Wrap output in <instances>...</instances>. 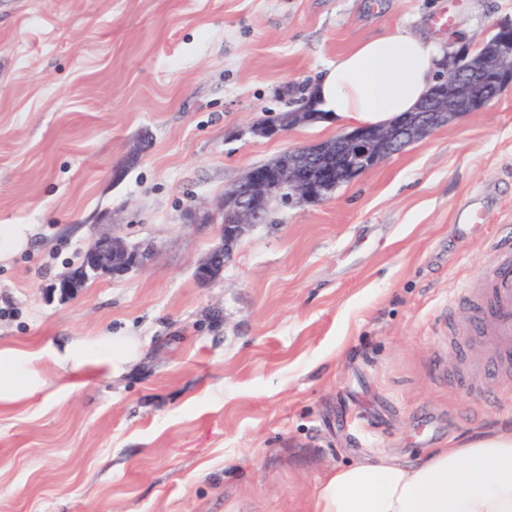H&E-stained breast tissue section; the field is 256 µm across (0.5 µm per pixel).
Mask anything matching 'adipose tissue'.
Segmentation results:
<instances>
[{"label": "adipose tissue", "instance_id": "obj_1", "mask_svg": "<svg viewBox=\"0 0 512 512\" xmlns=\"http://www.w3.org/2000/svg\"><path fill=\"white\" fill-rule=\"evenodd\" d=\"M446 49L397 30L356 44L327 66L314 94L326 120L349 127L385 126L415 111L434 83ZM135 344L118 351L107 340L96 346L66 345L56 352L63 368L92 373L130 360ZM39 351L0 347V404L55 395L35 374ZM305 512H512V425L498 426L436 448L415 461L380 454L332 468L321 477Z\"/></svg>", "mask_w": 512, "mask_h": 512}]
</instances>
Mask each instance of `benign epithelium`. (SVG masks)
I'll return each instance as SVG.
<instances>
[{
    "instance_id": "benign-epithelium-1",
    "label": "benign epithelium",
    "mask_w": 512,
    "mask_h": 512,
    "mask_svg": "<svg viewBox=\"0 0 512 512\" xmlns=\"http://www.w3.org/2000/svg\"><path fill=\"white\" fill-rule=\"evenodd\" d=\"M508 88H512V25L496 26L491 39L482 41L477 52L448 55L444 78L420 109L385 127H358L330 140L290 148L277 159L253 167L224 191L220 209L224 219L222 243L196 263L197 280L202 284L217 281L235 244L272 204L323 200L341 182L355 179L405 146L465 114L482 111ZM319 119V112H280L272 120L252 125L250 132L256 137H271ZM83 256V276L53 283L51 294L72 299L89 279L142 268L152 260L153 253L113 234L95 240Z\"/></svg>"
}]
</instances>
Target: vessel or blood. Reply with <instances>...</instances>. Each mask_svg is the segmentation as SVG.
<instances>
[{"instance_id":"obj_1","label":"vessel or blood","mask_w":512,"mask_h":512,"mask_svg":"<svg viewBox=\"0 0 512 512\" xmlns=\"http://www.w3.org/2000/svg\"><path fill=\"white\" fill-rule=\"evenodd\" d=\"M494 250L493 264L448 304V348L467 355L463 381L476 390L490 371L512 365V241Z\"/></svg>"}]
</instances>
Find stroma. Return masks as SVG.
Here are the masks:
<instances>
[{
  "label": "stroma",
  "mask_w": 512,
  "mask_h": 512,
  "mask_svg": "<svg viewBox=\"0 0 512 512\" xmlns=\"http://www.w3.org/2000/svg\"><path fill=\"white\" fill-rule=\"evenodd\" d=\"M500 23L512 0H12L0 225L24 239L0 254V343L42 348L62 391L0 411V512H303L328 469L511 425L512 371L467 390L445 326L512 230V89L323 201L273 206L215 283L194 273L226 188L343 131L253 122L363 40L472 51ZM112 232L156 261L50 295ZM100 336L135 358L64 390L54 350Z\"/></svg>",
  "instance_id": "35a3bbf8"
}]
</instances>
